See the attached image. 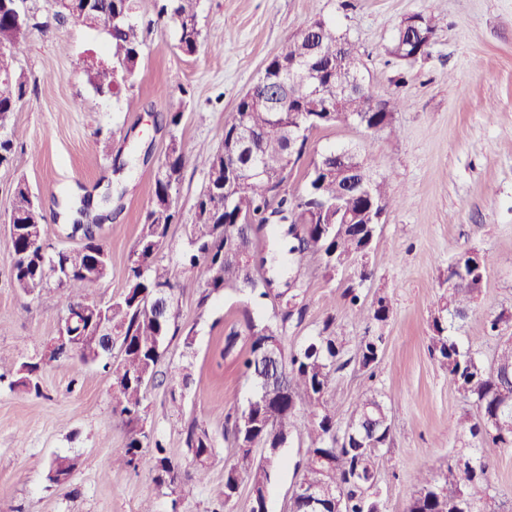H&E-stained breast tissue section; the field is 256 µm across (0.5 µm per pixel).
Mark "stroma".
I'll use <instances>...</instances> for the list:
<instances>
[{"mask_svg":"<svg viewBox=\"0 0 512 512\" xmlns=\"http://www.w3.org/2000/svg\"><path fill=\"white\" fill-rule=\"evenodd\" d=\"M27 5L45 27L32 31L19 62L26 95L13 120L24 131L26 163L19 174L0 168V224L22 175L41 199L48 244L73 248L78 239L61 231L64 201L111 191L112 218L100 240L112 257V271L89 289L94 301L125 288L128 257L168 144L161 119L173 102L185 103V151L202 143L222 147L225 112L281 43L318 16L357 44L362 73L378 98L403 100L394 115L398 137L349 122L313 132L308 144L312 158L356 150L389 181L394 204L374 243L372 276L361 287L365 302L389 298V318L355 320L343 298L344 282L325 277L306 257L299 264L306 316L289 328L287 345L300 346L329 313L339 335L368 329L385 336L374 378L346 369L330 397L340 427L361 391L374 389L387 402L392 433L379 463L380 486L387 512H404L416 475L447 465L459 448L452 428L472 411L427 349L432 316L448 295V266L459 253L479 252L488 268L454 336L491 358L495 341L484 337L483 322L501 312L512 315V0H199L202 40L192 55L179 49L173 23L159 19L158 0H137L141 57L116 96L96 92L86 75L87 55L111 58L105 33L53 24V0ZM412 14L438 15L439 28L430 57L407 70L389 48L401 19ZM117 160L126 164L118 175ZM204 184L203 167L188 162L177 197L182 221L172 226L160 253L177 282L206 277L204 265L179 260ZM12 265L0 227V512H140L145 505L154 512H212L223 496L230 457L218 410L243 406L252 393L237 354H224V341L242 309L269 319L277 304L254 300L246 291L213 296L203 306L192 289L178 298V324L191 332L194 344L184 348L177 337L167 345L148 386L147 427L189 470L193 463L184 453L182 425L195 418L208 426L215 439L208 478L185 492L154 482L150 449H143L136 467H113L127 429L112 411V377L101 365L61 360L44 368L40 393L17 385L19 363L38 360L57 337L64 298L55 287L23 294L13 284ZM185 363L192 366L193 381L177 407L169 374ZM305 452L297 438L281 448L268 485V512H288L299 478L296 464ZM57 455L75 462L62 482L51 480L47 467Z\"/></svg>","mask_w":512,"mask_h":512,"instance_id":"35a3bbf8","label":"stroma"}]
</instances>
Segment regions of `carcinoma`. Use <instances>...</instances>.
Returning a JSON list of instances; mask_svg holds the SVG:
<instances>
[{"label":"carcinoma","mask_w":512,"mask_h":512,"mask_svg":"<svg viewBox=\"0 0 512 512\" xmlns=\"http://www.w3.org/2000/svg\"><path fill=\"white\" fill-rule=\"evenodd\" d=\"M198 2L165 0L160 9V16L176 27L179 48L189 55L200 45ZM135 10L136 0H112V30L106 32L112 69L91 70L88 74L89 82L101 94L118 93L137 68L142 41ZM40 26L42 23L34 15L18 12L15 0H0V168L18 169L24 163V152L17 150L24 131L10 123L26 93V84L15 74V65L28 49L30 32ZM416 38L417 33L399 27L389 50L409 69L413 68L409 57ZM289 57L309 62L314 79L297 94L293 107L257 106L256 100L272 97L281 89L280 82L285 77L276 71V66L279 59ZM359 63L356 44L325 21L308 34L300 31L289 36L266 64L263 81L246 91L233 111L224 114V135L245 140L236 167L224 163L222 149L213 151L204 144L195 149V161L205 169L206 181L194 204L195 220L189 225L182 259L191 266L205 264L207 277L202 284L173 283L168 267L159 258L171 226L180 223L175 198L187 163V154L176 135L182 108L167 113L170 142L166 169L161 175L155 174L152 205L144 216L126 268V291L103 303L105 315L112 318L121 336L120 359L112 363V410L128 426L125 448L113 456L112 467L135 466L142 449L149 448L158 484L182 486L189 481L206 480V462L214 451L208 427L195 418L183 425V443L196 467L192 474L182 472L168 449L146 428L145 387L155 375L168 337L180 331L175 291L197 289L202 306L215 293L239 291L260 282L263 290L256 294L257 298L273 297L285 304L268 320H257L243 309L238 329L225 339L223 354L227 355L239 337L246 338L248 347L240 353V367L259 393L242 412L219 410L224 417V439L234 448L224 471V501L238 493L245 479L253 488L268 485L273 463H264L255 449L267 448L276 455L297 435L306 442L305 458L298 464L305 483L339 490L343 497L341 512H385L382 499L374 498L370 492L369 478L378 469L390 441L388 407L377 393L365 390L353 403L354 427L338 432L336 406L329 395L347 366L372 371L385 350L386 337L374 336L367 330L361 336L346 338L336 330V316L328 314L316 335L288 351L278 373L266 369L259 359L264 342L285 344L288 326L304 321L306 305L300 274L288 277L285 290L273 288L280 274L267 265L266 257L257 254L255 233L280 222L288 225V261L298 255H310L332 278L361 255L370 233L358 224L336 223V202L354 212L368 188L384 200L386 207L393 205L387 181L374 178L372 164L365 157L355 158L361 171L349 173L337 166L330 155H321L309 163L301 192L295 193L288 186L294 167L307 152L312 125L322 129L337 124L336 113L332 112L336 107V87L360 76ZM374 101V93L365 83L357 93L343 97L352 120L369 126L384 119V113L371 111ZM296 135L302 137V142L290 152L289 137ZM29 190L25 179H19L9 205L12 280L22 293L38 294L49 284L52 263H69L71 276L60 285L68 310L87 299V290L98 287L111 274V255L97 234V222L108 218V214L90 216L91 198H81L73 206L79 218L68 232L81 244L51 252L45 235L34 236L30 232L28 220L43 222L45 216L38 201L29 198ZM242 205L250 212L248 259L225 248L226 227L234 223ZM469 254L468 250L461 253L448 265V296L432 318L428 351L448 373L456 391L475 409V415L457 421L454 432L461 447L447 468L439 473L425 470L417 474L405 512H504L492 467L479 448L490 442L512 448V429L497 433L485 422L486 416L493 414L505 399L512 398V336L502 335L503 316L486 317L485 331L498 340L487 364L478 350L450 334L455 322L467 318L470 301L484 282L487 264L469 265ZM360 286L359 282H348L343 293L354 316L363 321H386L390 313L388 299L380 296L367 307L361 302ZM158 292L167 306L164 314L155 305ZM303 404L308 405L309 415L307 422L299 426L297 416ZM290 512H332V505L325 500L313 508L308 500L296 498L291 501Z\"/></svg>","instance_id":"1"}]
</instances>
